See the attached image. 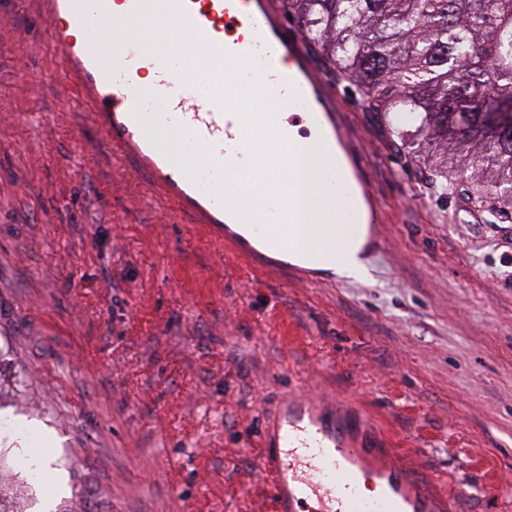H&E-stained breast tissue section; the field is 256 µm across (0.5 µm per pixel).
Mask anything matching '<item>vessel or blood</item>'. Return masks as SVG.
I'll return each instance as SVG.
<instances>
[{
    "label": "vessel or blood",
    "instance_id": "1",
    "mask_svg": "<svg viewBox=\"0 0 512 512\" xmlns=\"http://www.w3.org/2000/svg\"><path fill=\"white\" fill-rule=\"evenodd\" d=\"M49 22L53 46L73 94L91 107L92 118L112 147L147 173L177 211L193 216L225 249L255 266L280 271L269 251L288 248L285 224L294 185L283 178L270 209L257 216L266 227L267 252L237 233L248 207L224 201V166L276 143L284 153L309 148L330 162L329 191L339 211L332 224L383 222L366 164L342 138L332 96L313 68L306 41L286 24L272 0H36ZM112 22L109 56L90 34L101 19ZM162 20L193 33L175 54L150 47L143 29ZM218 76L263 103L243 112L208 96L203 85ZM161 111H153L152 101ZM206 166L197 175L190 148ZM367 419L319 399L292 393L277 403L261 435L262 469L272 512H445L446 500L414 481L393 460L378 435L354 441Z\"/></svg>",
    "mask_w": 512,
    "mask_h": 512
}]
</instances>
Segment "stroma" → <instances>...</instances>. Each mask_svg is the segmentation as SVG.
Segmentation results:
<instances>
[{
    "label": "stroma",
    "instance_id": "obj_1",
    "mask_svg": "<svg viewBox=\"0 0 512 512\" xmlns=\"http://www.w3.org/2000/svg\"><path fill=\"white\" fill-rule=\"evenodd\" d=\"M312 62L385 212L361 280L226 252L67 95L35 0H0V469L23 512H270L258 439L300 389L367 415L449 512H512V212L473 221ZM30 425L55 434L42 484Z\"/></svg>",
    "mask_w": 512,
    "mask_h": 512
}]
</instances>
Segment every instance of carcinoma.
<instances>
[{"instance_id": "cac0c4a2", "label": "carcinoma", "mask_w": 512, "mask_h": 512, "mask_svg": "<svg viewBox=\"0 0 512 512\" xmlns=\"http://www.w3.org/2000/svg\"><path fill=\"white\" fill-rule=\"evenodd\" d=\"M442 190L512 208V0H283Z\"/></svg>"}]
</instances>
